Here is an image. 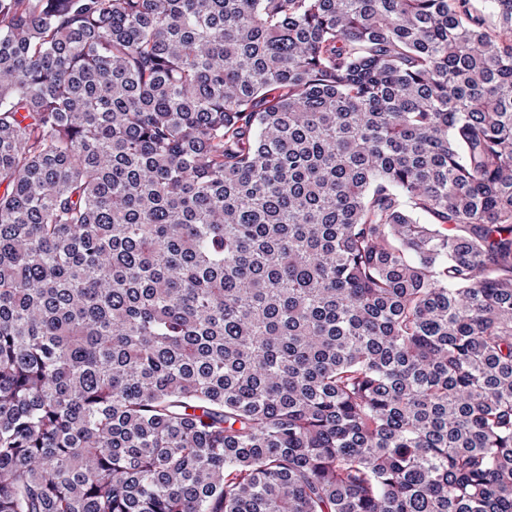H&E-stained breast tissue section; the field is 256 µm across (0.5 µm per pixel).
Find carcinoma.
I'll list each match as a JSON object with an SVG mask.
<instances>
[{
    "label": "carcinoma",
    "instance_id": "cac0c4a2",
    "mask_svg": "<svg viewBox=\"0 0 512 512\" xmlns=\"http://www.w3.org/2000/svg\"><path fill=\"white\" fill-rule=\"evenodd\" d=\"M0 0V512H512V0Z\"/></svg>",
    "mask_w": 512,
    "mask_h": 512
}]
</instances>
